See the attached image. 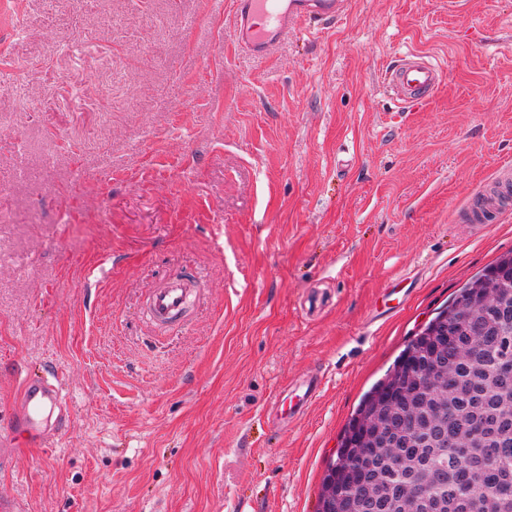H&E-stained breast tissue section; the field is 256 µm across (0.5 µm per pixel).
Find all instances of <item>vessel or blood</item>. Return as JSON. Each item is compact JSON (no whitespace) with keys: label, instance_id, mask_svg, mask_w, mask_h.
<instances>
[{"label":"vessel or blood","instance_id":"1","mask_svg":"<svg viewBox=\"0 0 512 512\" xmlns=\"http://www.w3.org/2000/svg\"><path fill=\"white\" fill-rule=\"evenodd\" d=\"M229 17L237 45L254 55L271 53L289 34L306 24L333 20L346 13L348 0H229ZM445 82L443 68L420 52H407L394 60L386 75V88L400 103L413 104L434 95ZM512 193V170H498L483 194V210L499 213L502 200ZM197 272L177 269L155 288L147 303L151 320L159 326L183 316L190 289L203 287ZM322 384L308 376L290 397H276L282 412L303 413ZM68 425L61 384L42 376L24 378L6 426L14 448H43Z\"/></svg>","mask_w":512,"mask_h":512}]
</instances>
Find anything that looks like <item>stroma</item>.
Here are the masks:
<instances>
[{"mask_svg": "<svg viewBox=\"0 0 512 512\" xmlns=\"http://www.w3.org/2000/svg\"><path fill=\"white\" fill-rule=\"evenodd\" d=\"M2 33L0 427L47 368L70 426L0 459V502L317 512L362 396L512 252V198L482 231L463 216L512 167V0H349L263 57L213 0H0ZM409 50L447 79L406 108L383 75ZM182 267L205 286L155 326ZM309 374L320 395L275 421ZM191 288H204L197 272L180 268L170 273L148 298L147 311L151 320L158 326H168L182 318Z\"/></svg>", "mask_w": 512, "mask_h": 512, "instance_id": "obj_1", "label": "stroma"}]
</instances>
